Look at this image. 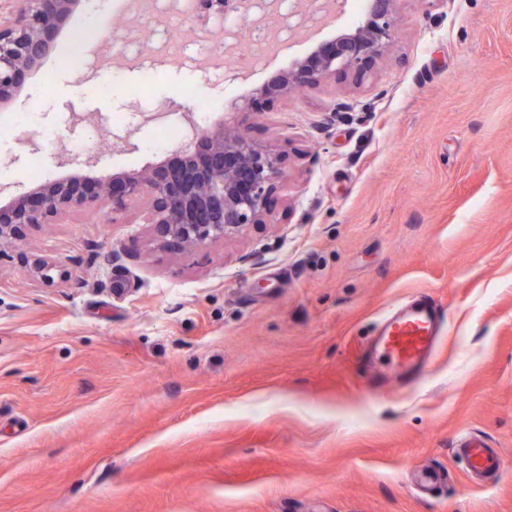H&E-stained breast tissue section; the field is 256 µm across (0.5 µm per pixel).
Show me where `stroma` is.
<instances>
[{
	"instance_id": "obj_1",
	"label": "stroma",
	"mask_w": 512,
	"mask_h": 512,
	"mask_svg": "<svg viewBox=\"0 0 512 512\" xmlns=\"http://www.w3.org/2000/svg\"><path fill=\"white\" fill-rule=\"evenodd\" d=\"M195 27L180 0H91L0 111L2 204L36 164L93 178L178 159L150 113L212 126L253 104L251 137L287 171L237 239L162 251L135 203L25 228L0 256V512H512V0H399L363 77L286 98L262 90L349 32L343 15L258 70L203 65ZM33 253L70 281L32 279ZM421 293L446 312L429 377L368 393L373 324ZM467 432L499 476L469 474ZM422 466L445 476L425 496ZM456 448L474 475L498 470L501 464L500 454L495 448H488L487 443L470 434L459 437Z\"/></svg>"
}]
</instances>
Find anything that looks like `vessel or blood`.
<instances>
[{"instance_id":"vessel-or-blood-1","label":"vessel or blood","mask_w":512,"mask_h":512,"mask_svg":"<svg viewBox=\"0 0 512 512\" xmlns=\"http://www.w3.org/2000/svg\"><path fill=\"white\" fill-rule=\"evenodd\" d=\"M445 321L444 313L426 295L393 306L381 319L366 352L363 378L367 388L378 391L394 381L422 380ZM456 446L473 474L499 469V453L483 439L465 434Z\"/></svg>"}]
</instances>
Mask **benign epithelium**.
Listing matches in <instances>:
<instances>
[{"mask_svg":"<svg viewBox=\"0 0 512 512\" xmlns=\"http://www.w3.org/2000/svg\"><path fill=\"white\" fill-rule=\"evenodd\" d=\"M10 16L0 20V110L22 91L26 72L39 68L54 50L67 19L83 0H13ZM399 0H371L365 22L319 47L311 62L299 61L264 92L281 97L301 87L336 77L364 74L365 66L383 57L395 39L394 15ZM329 0H309L306 8L280 13L281 0H207L206 16L236 11L265 29L262 20L276 17L288 32L319 27ZM251 112L240 110L231 127L193 125L192 139L174 165L104 175L87 183L79 174L45 178L0 206V253L14 245L22 225L51 224L71 213L93 211L107 203L122 212L131 202L145 203L143 223L155 244L168 251L193 250L209 242L237 237L247 225L263 224L275 183L286 178L284 153L249 136ZM30 276L44 284L66 280L52 260L26 257Z\"/></svg>","mask_w":512,"mask_h":512,"instance_id":"obj_1","label":"benign epithelium"}]
</instances>
